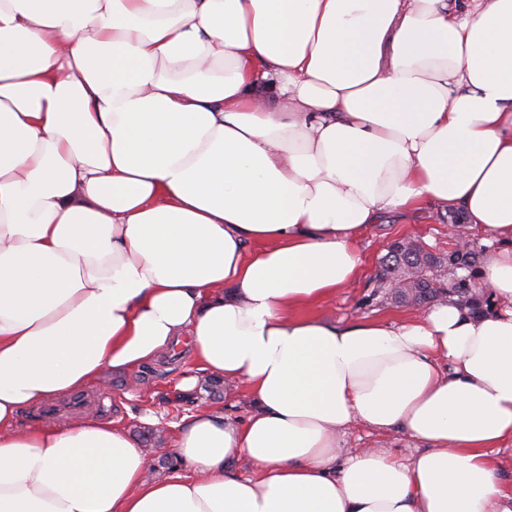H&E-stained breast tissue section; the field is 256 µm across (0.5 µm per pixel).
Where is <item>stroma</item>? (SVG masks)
<instances>
[{"label":"stroma","instance_id":"1","mask_svg":"<svg viewBox=\"0 0 512 512\" xmlns=\"http://www.w3.org/2000/svg\"><path fill=\"white\" fill-rule=\"evenodd\" d=\"M448 224V211L444 208L417 213H381L362 239L361 278L352 286L338 290L331 299L306 308V315L341 323L361 318L397 323L409 318L415 312L414 307L390 303L379 288L378 262L386 254L389 244L403 237L419 240L436 254L453 250L454 239ZM207 378V372L200 370L190 343L184 338L167 353L140 368L112 373L104 383L90 384L89 392L111 398L112 411L102 415L90 407L82 416L106 419L123 427L133 439L137 438L140 429L153 428L156 440L149 443L147 449L156 465L157 475L188 476L192 470L184 463H176L171 468L164 464L165 458L175 453V439L183 420L194 413L210 410L225 418L243 421L251 411L247 394L238 393L227 398L210 396L203 389ZM343 447L348 451L389 448L407 456L420 449L421 443L399 430L379 432L366 426H355L344 436Z\"/></svg>","mask_w":512,"mask_h":512}]
</instances>
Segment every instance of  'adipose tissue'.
<instances>
[{"label": "adipose tissue", "mask_w": 512, "mask_h": 512, "mask_svg": "<svg viewBox=\"0 0 512 512\" xmlns=\"http://www.w3.org/2000/svg\"><path fill=\"white\" fill-rule=\"evenodd\" d=\"M466 2L0 0V512H512V0ZM430 204L488 244V313L301 316ZM184 332L254 405L185 420L193 477L17 429ZM356 423L425 448L343 452Z\"/></svg>", "instance_id": "adipose-tissue-1"}]
</instances>
